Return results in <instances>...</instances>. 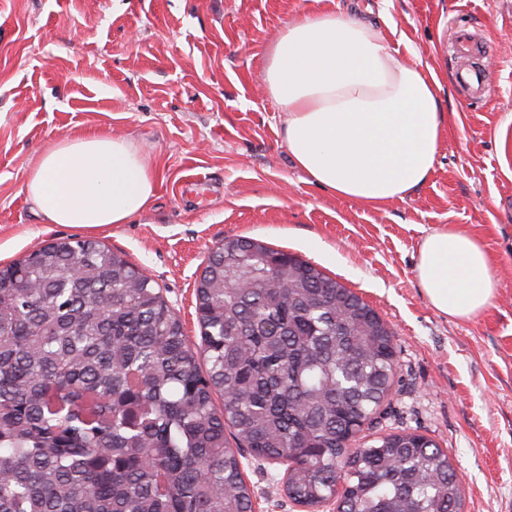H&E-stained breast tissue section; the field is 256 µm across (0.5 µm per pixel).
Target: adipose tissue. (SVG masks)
<instances>
[{"mask_svg":"<svg viewBox=\"0 0 512 512\" xmlns=\"http://www.w3.org/2000/svg\"><path fill=\"white\" fill-rule=\"evenodd\" d=\"M265 88L286 115L291 159L336 196L402 200L434 170L445 133L435 74L398 61L380 28L348 11L288 24L269 53ZM156 185L150 159L127 139L76 135L40 155L24 193L43 223L92 228L144 213ZM416 275L431 305L456 318L476 316L495 294L482 243L456 229L422 240Z\"/></svg>","mask_w":512,"mask_h":512,"instance_id":"ef3b65f1","label":"adipose tissue"}]
</instances>
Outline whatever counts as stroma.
<instances>
[{"mask_svg": "<svg viewBox=\"0 0 512 512\" xmlns=\"http://www.w3.org/2000/svg\"><path fill=\"white\" fill-rule=\"evenodd\" d=\"M377 20L400 60L441 83L448 117L427 182L365 206L291 161L284 114L264 90L269 48L289 22L335 6ZM479 42L485 93L454 30ZM126 137L157 172L156 195L126 224H44L23 187L66 135ZM479 239L497 283L459 319L416 276L423 238ZM92 237L162 288L191 346L195 286L212 250L248 237L298 255L361 297L394 333L398 372L368 437L406 429L435 440L463 480V512H512V0H0V263L46 241ZM254 512H299L275 466L246 458Z\"/></svg>", "mask_w": 512, "mask_h": 512, "instance_id": "obj_1", "label": "stroma"}]
</instances>
